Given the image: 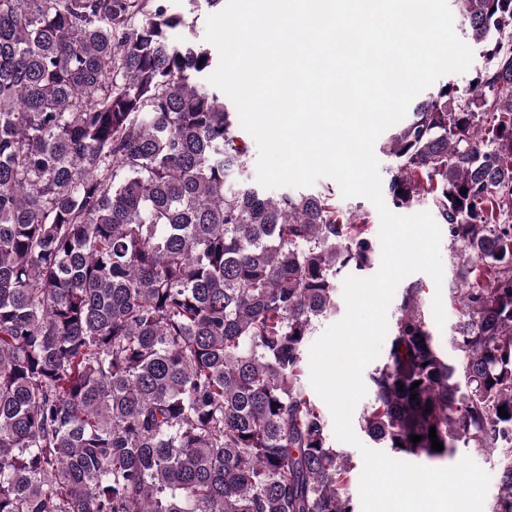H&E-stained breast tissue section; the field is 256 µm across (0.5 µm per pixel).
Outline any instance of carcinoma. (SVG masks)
Segmentation results:
<instances>
[{
  "mask_svg": "<svg viewBox=\"0 0 512 512\" xmlns=\"http://www.w3.org/2000/svg\"><path fill=\"white\" fill-rule=\"evenodd\" d=\"M462 4L489 66L414 104L385 186L464 259L458 359L409 284L359 424L399 461L497 453L512 512V0ZM203 7L0 0V512H358L303 377L374 232L245 176Z\"/></svg>",
  "mask_w": 512,
  "mask_h": 512,
  "instance_id": "cac0c4a2",
  "label": "carcinoma"
}]
</instances>
